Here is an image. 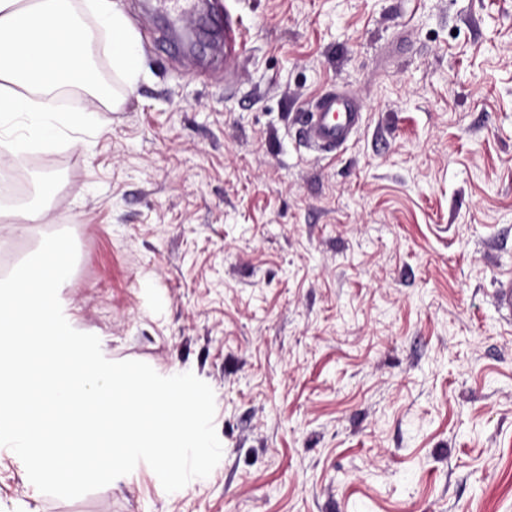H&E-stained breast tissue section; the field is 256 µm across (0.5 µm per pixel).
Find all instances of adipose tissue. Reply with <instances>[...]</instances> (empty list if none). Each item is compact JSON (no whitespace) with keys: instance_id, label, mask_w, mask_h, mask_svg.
I'll return each instance as SVG.
<instances>
[{"instance_id":"adipose-tissue-1","label":"adipose tissue","mask_w":512,"mask_h":512,"mask_svg":"<svg viewBox=\"0 0 512 512\" xmlns=\"http://www.w3.org/2000/svg\"><path fill=\"white\" fill-rule=\"evenodd\" d=\"M124 78L113 105L134 94L144 60L120 0H0V135L13 155L52 143L61 126L87 124L90 110L60 112L46 73L87 63L101 49Z\"/></svg>"}]
</instances>
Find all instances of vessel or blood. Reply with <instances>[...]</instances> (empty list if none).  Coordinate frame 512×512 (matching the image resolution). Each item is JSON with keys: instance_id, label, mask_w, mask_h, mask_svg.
I'll return each mask as SVG.
<instances>
[{"instance_id": "vessel-or-blood-1", "label": "vessel or blood", "mask_w": 512, "mask_h": 512, "mask_svg": "<svg viewBox=\"0 0 512 512\" xmlns=\"http://www.w3.org/2000/svg\"><path fill=\"white\" fill-rule=\"evenodd\" d=\"M224 43V67L232 69L244 45L242 19L232 9L215 17ZM361 121L359 102L355 96L334 90L323 93L312 111L304 113L300 126L301 138L321 152L330 154L342 147L357 130Z\"/></svg>"}]
</instances>
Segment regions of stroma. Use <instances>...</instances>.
<instances>
[{
  "mask_svg": "<svg viewBox=\"0 0 512 512\" xmlns=\"http://www.w3.org/2000/svg\"><path fill=\"white\" fill-rule=\"evenodd\" d=\"M123 6L137 89L28 153L52 221L0 220V276L71 231L69 324L209 384L223 456L66 500L0 447V512H512V0H208L247 28L229 79L153 45L193 17ZM333 87L362 122L327 156ZM361 114L357 98L336 88L323 93L314 109L303 114L300 136L321 152L336 153L359 127ZM493 299L496 309L509 317H512V276L509 275L497 282Z\"/></svg>",
  "mask_w": 512,
  "mask_h": 512,
  "instance_id": "35a3bbf8",
  "label": "stroma"
}]
</instances>
